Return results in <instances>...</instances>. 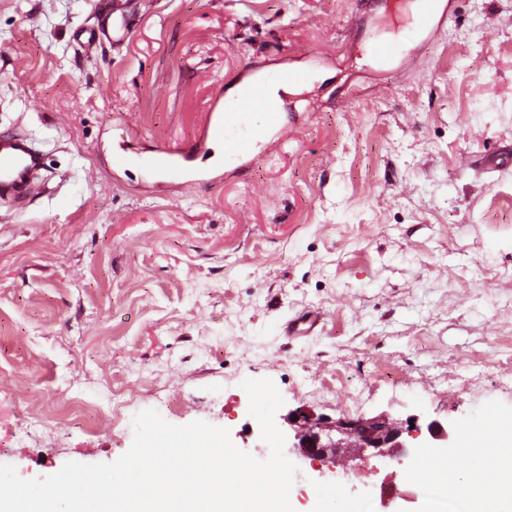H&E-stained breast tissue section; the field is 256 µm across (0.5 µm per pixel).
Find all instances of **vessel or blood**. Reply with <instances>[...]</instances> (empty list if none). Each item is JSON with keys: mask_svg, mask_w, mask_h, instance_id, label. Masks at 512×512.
Segmentation results:
<instances>
[{"mask_svg": "<svg viewBox=\"0 0 512 512\" xmlns=\"http://www.w3.org/2000/svg\"><path fill=\"white\" fill-rule=\"evenodd\" d=\"M126 0H101L93 25L76 30L75 39L90 47L102 40L124 41L125 31L113 30L112 17L120 13ZM419 11L428 34H435L448 13L446 0H419ZM281 123V105L268 96L263 82L251 83L246 96L227 109L208 114L211 134L224 139V155L230 160L248 157L264 132ZM42 156L21 135L0 138V194L17 198L31 191Z\"/></svg>", "mask_w": 512, "mask_h": 512, "instance_id": "vessel-or-blood-1", "label": "vessel or blood"}]
</instances>
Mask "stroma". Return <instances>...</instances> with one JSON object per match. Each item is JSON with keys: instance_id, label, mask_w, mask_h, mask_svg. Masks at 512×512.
Returning a JSON list of instances; mask_svg holds the SVG:
<instances>
[{"instance_id": "obj_1", "label": "stroma", "mask_w": 512, "mask_h": 512, "mask_svg": "<svg viewBox=\"0 0 512 512\" xmlns=\"http://www.w3.org/2000/svg\"><path fill=\"white\" fill-rule=\"evenodd\" d=\"M130 2L126 41L87 52L97 0H0V135L44 156L26 204L0 197V464L114 462L147 409L263 460L240 383L268 378L280 430L383 417L410 449L297 459L295 512H436L427 425L512 429V163H480L512 147V0H450L382 67L357 51L396 31L392 0ZM273 69L305 79L225 161L209 109ZM190 143L210 183L136 162Z\"/></svg>"}]
</instances>
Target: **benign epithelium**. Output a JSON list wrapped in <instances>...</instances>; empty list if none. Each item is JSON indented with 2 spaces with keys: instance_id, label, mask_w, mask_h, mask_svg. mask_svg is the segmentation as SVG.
<instances>
[{
  "instance_id": "obj_1",
  "label": "benign epithelium",
  "mask_w": 512,
  "mask_h": 512,
  "mask_svg": "<svg viewBox=\"0 0 512 512\" xmlns=\"http://www.w3.org/2000/svg\"><path fill=\"white\" fill-rule=\"evenodd\" d=\"M286 422L293 431L288 448L312 462L334 460L344 448L349 449L350 460L367 452L382 458L407 454L401 428L386 418L347 417L329 422L303 412H292Z\"/></svg>"
}]
</instances>
